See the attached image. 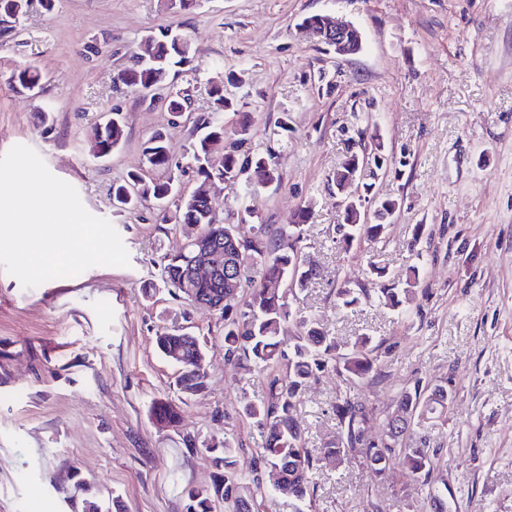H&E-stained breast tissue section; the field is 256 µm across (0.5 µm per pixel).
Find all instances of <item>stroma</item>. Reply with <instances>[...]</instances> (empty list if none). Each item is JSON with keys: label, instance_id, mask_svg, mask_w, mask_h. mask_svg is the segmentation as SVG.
<instances>
[{"label": "stroma", "instance_id": "35a3bbf8", "mask_svg": "<svg viewBox=\"0 0 512 512\" xmlns=\"http://www.w3.org/2000/svg\"><path fill=\"white\" fill-rule=\"evenodd\" d=\"M313 14L356 25L362 51L339 58L304 36L299 25ZM162 28L190 41L174 84L191 106L178 118L116 80ZM24 65L39 71L38 93L12 83ZM216 81L236 105L226 129L251 113L243 149L270 153L281 174L247 196L239 235L293 223L310 207L299 247L316 275L293 310L339 340L369 336L384 348L375 377L355 387L330 367L311 380L297 407L307 448L337 441L334 406L345 393L372 412L367 435L381 441L403 388L452 392L442 417L402 441L427 450V479L409 478L396 457L380 475L355 457L316 473L314 512H512V0H196L187 10L173 0H54L49 10L31 0L16 34L0 38V154L36 151L112 223L130 264L34 288L0 268V512H83L88 500L102 512L116 500L123 512H187L189 491L211 487L217 471L208 443L233 438L243 469L263 448L264 430L238 406L244 395L264 398L266 373L225 362L219 314L160 281L191 227L171 221L173 203L121 212L112 200L113 184L132 173L192 194L199 179L184 148ZM109 112L121 114L125 139L96 160L90 149ZM158 132L172 146L165 169L143 155ZM376 138L387 167L350 191L367 213L385 198L398 208L386 244L346 251L334 174ZM371 262L388 268L384 284L368 283ZM413 265L420 283L402 311L380 305V287H401ZM364 283L371 299L338 307V287ZM163 322L207 341L206 387L169 430L151 412L176 395L177 368L154 345Z\"/></svg>", "mask_w": 512, "mask_h": 512}]
</instances>
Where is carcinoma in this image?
<instances>
[{
	"label": "carcinoma",
	"mask_w": 512,
	"mask_h": 512,
	"mask_svg": "<svg viewBox=\"0 0 512 512\" xmlns=\"http://www.w3.org/2000/svg\"><path fill=\"white\" fill-rule=\"evenodd\" d=\"M188 63V58L171 53L166 56L165 65L160 68H136L130 64L125 68L127 78L122 84L137 91L148 87L164 89L170 85L169 76L173 68ZM14 82L22 89L40 82L39 73L30 66L20 67L13 73ZM231 106L224 91L214 92L211 112L199 118V124L207 133L193 141L187 148V155L193 161L200 177L208 175V157L217 155L222 161L224 175L232 178L235 174L251 170L255 184L263 186L269 179L280 181V174L271 155L254 151L243 157L239 146L252 137L250 117L245 115L233 131L236 139L230 146H224L227 131L222 120L223 112ZM125 135L124 127L108 131L97 141L95 150L110 151L117 147ZM144 154L153 167L164 169L169 165L171 146L160 134L149 139ZM363 154L352 153L336 169V185L348 187L351 168L362 161ZM138 185V197L127 202L120 198L124 188ZM171 185L167 181L140 185L139 176L131 174L128 180L112 185V197L128 209L137 206L139 199L151 197L159 202L170 198ZM398 203L394 199H384L378 204L375 224H364L354 212H346L340 225L338 243L344 250L353 244L366 240L373 244L385 242L388 220ZM311 209L298 211L294 223L272 227L260 224L253 240L236 249L224 240V231L233 228L209 216L207 201L199 197L181 206H175L174 218L178 224H199L214 236V243L224 248L228 255L242 264L240 283L233 285L220 276L193 284L196 293L208 296L222 303L219 310L224 318V360L229 363L253 367L260 371L283 368L284 373L268 374L265 399L260 402L246 397L240 400V412L248 419L262 425L267 432L265 446L253 462L248 473L243 474L238 467L235 448L226 438L209 446V450L219 453L216 465L223 471L215 476L212 488L192 490L193 512H212V498L222 497L234 501L236 512H249L245 505L247 498L242 491L265 495L269 492L268 483L263 479L265 470L279 469L280 482L288 490V496L299 503L312 502L315 485L313 471L321 463L341 464L352 454H357L363 464L382 473L392 456L388 446L364 439V425L372 414L361 402L346 394L337 399L335 415L340 429L338 442L321 450V455L313 456L305 447V429L295 417L297 405L303 391L317 372L330 364L336 366V373L352 384L368 379L376 370L377 357L371 339L363 336L349 346H342L333 336L326 335L311 320L297 316L292 310L288 288L301 292L308 287L315 273L304 267L296 247L301 231L307 223ZM193 255L186 252L178 257L167 259L161 271L162 281L170 288L185 292L183 280L189 278ZM420 270L411 266L407 270L404 287L398 292L394 288L380 290L378 299L394 310L402 309L403 298L412 292L419 283ZM369 298L367 291L341 286L336 289V301L345 309L359 306ZM157 350L168 360L178 363L184 375L177 380L180 390L195 391L205 387L206 352L199 339L180 329L164 327L156 336ZM446 387L428 389L419 385L407 387L398 398L393 417L387 419V436H394L397 421H403L401 433L411 428L412 419L423 418L444 412L447 406L436 400L445 396ZM152 414L157 419L180 416L179 407L166 400L153 402ZM403 463L408 476L425 477L430 472L431 460L421 448H402Z\"/></svg>",
	"instance_id": "carcinoma-1"
}]
</instances>
